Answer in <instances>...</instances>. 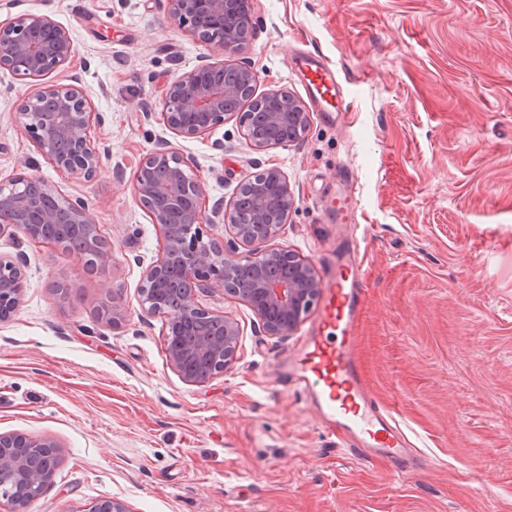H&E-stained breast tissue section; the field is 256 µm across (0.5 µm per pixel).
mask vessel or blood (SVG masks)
<instances>
[{"mask_svg":"<svg viewBox=\"0 0 512 512\" xmlns=\"http://www.w3.org/2000/svg\"><path fill=\"white\" fill-rule=\"evenodd\" d=\"M321 111L342 115L334 72L314 53L295 60ZM363 299V280L354 256L332 267L325 299L313 333L284 371L281 384L312 406L323 424L365 458L383 457L400 468L417 462L415 449L392 413L367 390L356 355V322Z\"/></svg>","mask_w":512,"mask_h":512,"instance_id":"b4317fda","label":"vessel or blood"}]
</instances>
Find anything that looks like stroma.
Listing matches in <instances>:
<instances>
[{
	"instance_id": "35a3bbf8",
	"label": "stroma",
	"mask_w": 512,
	"mask_h": 512,
	"mask_svg": "<svg viewBox=\"0 0 512 512\" xmlns=\"http://www.w3.org/2000/svg\"><path fill=\"white\" fill-rule=\"evenodd\" d=\"M23 13L71 31L72 62L44 81L80 79L109 154L90 181L53 167L13 117L36 82L0 70V182L30 158L112 244L111 264L89 271L62 248L0 238V254L27 257L23 302L0 322V434L64 449L29 512H87L108 497L130 512H512V0H254L252 35L229 60L257 71L256 94L307 99L293 58L314 51L347 104L345 120L311 111L303 141L264 151L234 117L196 139L158 121L166 86L205 51L168 25L164 0H0V25ZM161 139L204 179L209 206L280 167L296 206L278 243L319 280L356 253L366 384L423 466L354 456L282 389L281 364L318 309L281 341L211 290L204 304L239 322L240 359L201 385L175 373L138 297L162 240L135 174ZM347 174L357 205L340 221L330 204L350 195ZM115 296L128 316L112 324L100 310Z\"/></svg>"
}]
</instances>
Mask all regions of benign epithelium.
Here are the masks:
<instances>
[{"label": "benign epithelium", "mask_w": 512, "mask_h": 512, "mask_svg": "<svg viewBox=\"0 0 512 512\" xmlns=\"http://www.w3.org/2000/svg\"><path fill=\"white\" fill-rule=\"evenodd\" d=\"M236 5V0H167L171 25L217 50L203 54L199 64L165 89L159 121L178 137L199 138L224 124L234 116L225 102L253 89L259 80L250 65L224 61V55L243 49L253 27L252 7L242 22L232 21ZM74 51L70 31L49 14H21L0 26V69L21 79H42L67 64ZM258 101L268 105L264 120L269 126L288 128V143L306 138L310 114L297 97L272 89ZM17 119L39 153L57 169L85 181L96 177L102 154L91 139V128L101 117L79 79L41 85L21 105ZM239 126L254 149L276 147L253 138L250 114L240 113ZM247 184L253 195L249 216H241L238 195L205 211L204 182L164 140L140 163L135 179V194L163 239L161 253L142 271L141 311L173 329L200 318L219 329L216 335L175 334L167 339L170 365L189 385L206 383L239 360V323L224 312L205 308L199 294L221 289L251 310L264 335L285 340L298 330L321 290L310 260L275 244L296 205L288 177L270 166ZM207 225L221 232L209 233L204 230ZM78 230L85 232L78 261L108 265L112 248L82 198L32 175L0 183V238L20 232L29 241L60 247L62 236ZM26 263L21 250L0 254V322L21 304ZM62 455V446L51 437L0 434V500L11 505V512H28L50 483ZM87 512L129 510L122 500L105 498L92 503Z\"/></svg>", "instance_id": "1"}]
</instances>
